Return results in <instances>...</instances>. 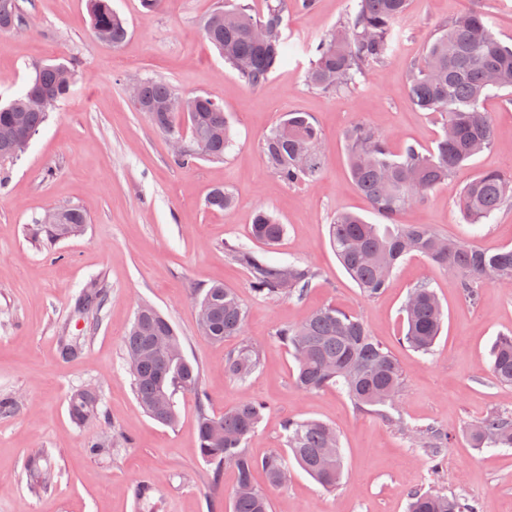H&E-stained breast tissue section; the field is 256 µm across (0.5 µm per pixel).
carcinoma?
<instances>
[{
    "label": "carcinoma",
    "instance_id": "cac0c4a2",
    "mask_svg": "<svg viewBox=\"0 0 512 512\" xmlns=\"http://www.w3.org/2000/svg\"><path fill=\"white\" fill-rule=\"evenodd\" d=\"M408 0H352L344 19L310 46L311 61L305 73L307 86L335 94L355 84L374 66L384 64L392 54L393 27L407 10ZM288 0H267L266 11L255 16L249 0H224V6L201 20L203 37L224 57L245 86L257 89L286 55L283 38L284 14ZM94 33L107 35L106 44L117 48L125 40L124 21L114 13L109 0H89ZM17 0H0V32L22 24ZM74 67L63 63L40 65L30 83L15 98L0 106V162L18 158L15 139L35 136L49 112L68 99ZM512 88V46L497 40L487 15L469 12L457 16L440 30L424 56L411 66L408 92L420 109L437 113L443 133L436 148L423 151L406 146L398 156L391 154L388 136L365 124L345 132L349 171L357 188L373 209L387 220L370 224L353 212L336 214L328 227L336 256L366 297H376L389 288L399 261L411 253L420 254L453 273L465 298L474 301L483 283L512 282V248L478 250L461 239L437 235L427 224H402L400 218L415 203L493 144L494 129L482 99L494 89ZM176 96L174 89L160 81L138 84L136 109L147 114L158 130L174 138L180 119L166 109ZM194 112L187 117L189 141L176 163L190 166L199 158L221 160L233 139L224 107L209 96L194 95ZM267 167L285 185L312 179L322 171L326 154L319 129L304 112H290L262 141ZM512 203V180L496 172H484L463 187L457 206L470 224H482L505 204ZM210 208L224 212L235 204L232 193L214 188L207 199ZM87 220L77 208L59 211L54 224H42L38 232L52 240L82 234ZM253 236L269 245L285 234L284 225L265 211L255 213ZM232 259L251 273V288L270 299L301 296L316 277L310 266L272 264L255 251L239 246L230 250ZM105 294L92 284L81 295L85 311L102 308ZM199 307L206 309L202 334L214 341L240 335L246 310L238 296L222 284L205 289ZM403 340L413 349L427 353L440 334L443 312L434 290L412 289L404 304ZM296 363V386L318 391L335 385L345 392L357 410L374 413L393 422L398 411L401 372L391 352L374 340L356 315L323 307L311 312L299 325L276 330ZM164 347L182 350L171 322L155 307H138L124 337L125 355L140 351L156 341ZM261 364L260 350L245 345L224 361V373L243 381ZM133 378L136 399L149 417L172 425L178 413L176 392L202 393L201 370L181 357L173 365L163 358L148 359L140 366L127 364ZM491 371L497 383L512 386V335H502L491 349ZM265 404L246 400L218 417L223 433L211 429L213 416L200 404L198 448L201 458L217 474L225 458L234 457L237 483L233 512H269L265 493L253 482L260 466L270 486L287 484L286 460L271 454L256 462L247 444L256 432ZM72 419L82 423L98 412L97 397L78 390L69 399ZM286 446L298 464L324 488L333 490L343 475L340 439L329 424L317 420L290 419L284 425ZM422 442L435 462L448 441L447 431L436 425L409 430ZM475 448H512V413L492 411L467 430ZM408 512H477L476 507L457 497L430 490L409 495Z\"/></svg>",
    "mask_w": 512,
    "mask_h": 512
}]
</instances>
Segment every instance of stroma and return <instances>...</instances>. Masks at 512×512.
<instances>
[{"label":"stroma","mask_w":512,"mask_h":512,"mask_svg":"<svg viewBox=\"0 0 512 512\" xmlns=\"http://www.w3.org/2000/svg\"><path fill=\"white\" fill-rule=\"evenodd\" d=\"M22 27L0 34V105L28 82L36 66L78 61L69 98L54 109L16 161L0 164V398L16 397L14 413L0 414V512H231L233 470L213 477L199 456L200 407L214 415L255 399L267 410L247 448L256 460L287 454L288 419H315L338 431L343 478L324 489L297 463L286 487H269L254 474L272 512H406L412 490H436L475 503L480 512H512V448L471 447L467 429L488 411H512V386L490 375L489 350L512 333V284L488 283L466 299L455 276L411 255L388 290L363 297L330 246L328 224L341 211L382 218L352 181L344 133L363 123L387 135L393 151L413 144L434 148L440 117L418 109L408 72L441 25L464 11L487 14L496 38L512 44V0H409L393 31L395 50L349 90L326 95L305 83L308 47L346 14L350 0H288L280 67L256 90L203 38L201 19L219 0H164L149 12L141 0H111L128 27L118 48L92 31L88 0H18ZM169 83L183 95L220 102L235 136L223 160L188 167L172 159L167 134L136 111L131 85ZM493 119L494 144L435 188L401 218L466 240L481 250L512 247V206L482 224L465 223L456 200L466 181L486 171L512 179V104L501 91L483 102ZM307 113L323 136L327 160L315 178L282 184L264 163V136L285 115ZM235 197L233 211L207 206L212 188ZM78 208L83 235L59 242L33 239L46 212ZM285 224L273 247L252 238L258 210ZM233 246L261 252L273 263L309 265L318 276L302 298L255 295L249 272L229 256ZM107 293L98 314L77 312L89 282ZM234 289L247 309L241 335L215 343L197 327L204 288ZM426 284L444 311L443 329L426 354L403 344L402 306L409 290ZM156 306L176 328L183 352L202 370L208 395L177 397L176 425L160 424L138 405L124 360L123 337L139 304ZM333 306L362 319L371 336L395 356L404 379L400 414L407 426L434 424L450 439L441 467L418 443L379 415L358 412L335 387L316 392L294 384L295 362L276 337L278 327L300 323L313 310ZM243 344L261 349L262 365L244 383L224 374L226 355ZM94 389L100 417L75 423L70 395ZM111 438L108 453L87 443ZM50 484L32 491V461ZM145 485L147 497H134Z\"/></svg>","instance_id":"1"}]
</instances>
